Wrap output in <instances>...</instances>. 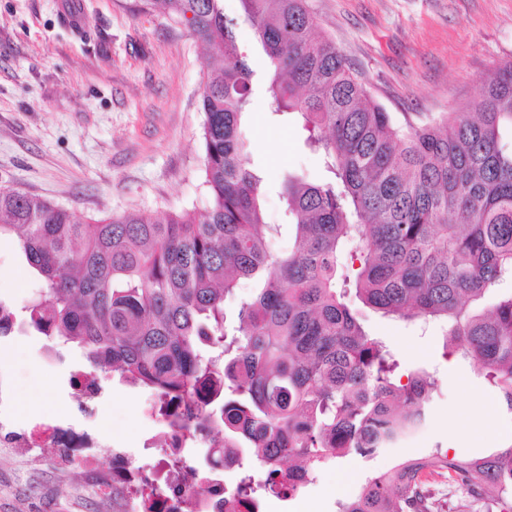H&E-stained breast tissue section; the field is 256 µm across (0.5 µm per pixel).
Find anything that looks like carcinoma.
<instances>
[{
	"label": "carcinoma",
	"instance_id": "carcinoma-1",
	"mask_svg": "<svg viewBox=\"0 0 512 512\" xmlns=\"http://www.w3.org/2000/svg\"><path fill=\"white\" fill-rule=\"evenodd\" d=\"M186 27L221 60L208 74L204 113L205 214L163 219L125 212L82 224L66 209L0 185V239L38 275L35 296L0 314L79 348L88 374L111 375L171 406L173 426L208 421L236 463L255 458L264 477L238 478L250 512L268 495L289 498L325 463L405 444L428 422L436 391L425 370L398 361L365 331L363 306L444 326L512 416V60L458 112L399 125L370 95L306 0H141ZM253 32L266 67L255 70L237 38ZM272 111L293 114L320 152L327 178L290 175L283 197L295 246L271 250L262 177L242 134L255 84ZM355 244L342 261L347 245ZM255 284L226 323L224 299ZM209 453L184 443L193 473ZM512 512V446L468 459L436 449L367 479L338 512Z\"/></svg>",
	"mask_w": 512,
	"mask_h": 512
}]
</instances>
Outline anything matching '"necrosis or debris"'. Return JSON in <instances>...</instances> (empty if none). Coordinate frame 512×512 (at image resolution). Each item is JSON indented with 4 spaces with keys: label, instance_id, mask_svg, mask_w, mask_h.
Segmentation results:
<instances>
[{
    "label": "necrosis or debris",
    "instance_id": "4bbe7bcc",
    "mask_svg": "<svg viewBox=\"0 0 512 512\" xmlns=\"http://www.w3.org/2000/svg\"><path fill=\"white\" fill-rule=\"evenodd\" d=\"M9 420L10 405L0 400V446L55 449L53 462L57 468H89L90 485L104 502H111L113 490L122 491L119 512H143L129 488L144 473L163 482L167 489L150 512H245L222 480L223 474L231 471V462H223L218 472L185 478L171 469L166 458H158L141 470L132 467L124 453L116 451L111 467L101 469L96 467L95 460L106 442L96 434L79 430L71 422H41L17 431L9 428Z\"/></svg>",
    "mask_w": 512,
    "mask_h": 512
}]
</instances>
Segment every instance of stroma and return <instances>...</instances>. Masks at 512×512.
I'll return each instance as SVG.
<instances>
[{
    "mask_svg": "<svg viewBox=\"0 0 512 512\" xmlns=\"http://www.w3.org/2000/svg\"><path fill=\"white\" fill-rule=\"evenodd\" d=\"M0 0V184L67 209L81 221L137 211L160 217L202 214L201 95L218 58L184 25L140 0ZM320 32L333 40L372 96L398 120L458 111L478 99L490 72L512 60V0H308ZM251 163L264 178L265 221L283 225L274 252L294 247L281 195L288 175L318 183L322 160L293 115L271 112L255 91L243 123ZM35 276L14 245L0 240V299L23 307ZM364 327L400 361L401 373L435 372L440 390L426 431L403 448L322 466L287 500L265 498L263 512H338L369 477L401 459L441 448L488 456L512 446V417L472 365L444 353L443 331L366 313ZM76 349L63 359L41 336L0 338V377L9 383L17 424L86 420L125 448L134 466L158 456L148 441L160 427L149 389L118 379L82 418L70 397ZM80 470L0 448V512H100Z\"/></svg>",
    "mask_w": 512,
    "mask_h": 512,
    "instance_id": "obj_1",
    "label": "stroma"
}]
</instances>
